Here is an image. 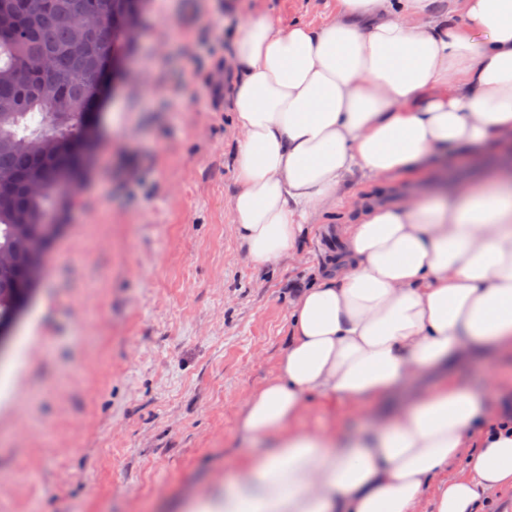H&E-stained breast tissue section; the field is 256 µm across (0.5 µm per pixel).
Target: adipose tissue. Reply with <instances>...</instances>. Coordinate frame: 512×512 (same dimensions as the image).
<instances>
[{"label": "adipose tissue", "mask_w": 512, "mask_h": 512, "mask_svg": "<svg viewBox=\"0 0 512 512\" xmlns=\"http://www.w3.org/2000/svg\"><path fill=\"white\" fill-rule=\"evenodd\" d=\"M226 101L239 133L233 221L256 266L306 225L351 218L333 270L290 303L287 349L238 433L268 442L186 512H475L512 487V418L455 370L512 349V185L458 182L430 203L389 187L458 153L512 145V0H336L318 25L242 20ZM438 381L409 401L410 381ZM376 406L367 432L309 424V396ZM462 476L444 480L448 463Z\"/></svg>", "instance_id": "ef3b65f1"}]
</instances>
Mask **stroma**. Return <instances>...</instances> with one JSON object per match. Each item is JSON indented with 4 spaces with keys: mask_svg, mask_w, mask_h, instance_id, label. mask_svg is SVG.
I'll return each instance as SVG.
<instances>
[{
    "mask_svg": "<svg viewBox=\"0 0 512 512\" xmlns=\"http://www.w3.org/2000/svg\"><path fill=\"white\" fill-rule=\"evenodd\" d=\"M336 0H148L101 109L100 159L0 359V512H180L261 454L236 420L288 346V302L342 249V216L255 267L230 216L224 110L246 10L323 22ZM337 430L366 420L309 399Z\"/></svg>",
    "mask_w": 512,
    "mask_h": 512,
    "instance_id": "stroma-1",
    "label": "stroma"
}]
</instances>
